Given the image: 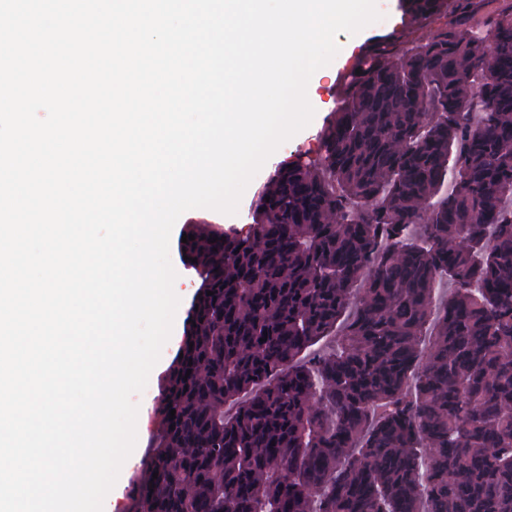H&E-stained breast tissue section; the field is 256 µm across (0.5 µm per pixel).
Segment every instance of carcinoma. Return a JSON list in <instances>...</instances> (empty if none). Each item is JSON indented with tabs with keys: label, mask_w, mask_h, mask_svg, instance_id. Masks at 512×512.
<instances>
[{
	"label": "carcinoma",
	"mask_w": 512,
	"mask_h": 512,
	"mask_svg": "<svg viewBox=\"0 0 512 512\" xmlns=\"http://www.w3.org/2000/svg\"><path fill=\"white\" fill-rule=\"evenodd\" d=\"M402 8L434 36L365 47L317 162L246 233L184 229L200 285L130 512H512V0Z\"/></svg>",
	"instance_id": "obj_1"
}]
</instances>
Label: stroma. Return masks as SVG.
I'll return each instance as SVG.
<instances>
[{
    "instance_id": "obj_1",
    "label": "stroma",
    "mask_w": 512,
    "mask_h": 512,
    "mask_svg": "<svg viewBox=\"0 0 512 512\" xmlns=\"http://www.w3.org/2000/svg\"><path fill=\"white\" fill-rule=\"evenodd\" d=\"M376 7L381 15L380 20L372 23L362 32L345 35L344 51L328 66L318 69L312 75L310 82L315 87V94L310 99L315 109L312 122L272 154L270 160L263 165L245 189L236 214L226 215L205 208L188 210L175 223L171 233L172 239H179L183 228L188 224H217L229 231L247 229L251 222L252 204L279 163L297 158L317 160L320 134L329 118L343 103V76L366 43L376 37L390 36L398 42L408 44L418 39H428L434 33L433 27L426 25L403 26L401 0H377ZM170 261L177 274L174 291L180 299V304L174 318L171 336L162 349L158 363L149 375L146 388L133 397L134 403L139 408L137 443L132 454L123 464L115 486L104 500L103 512H124L127 490L139 470L141 459L152 437L157 433L154 410L163 398L164 378L179 349L184 333V322L200 284L196 273L184 267L178 249H171Z\"/></svg>"
}]
</instances>
